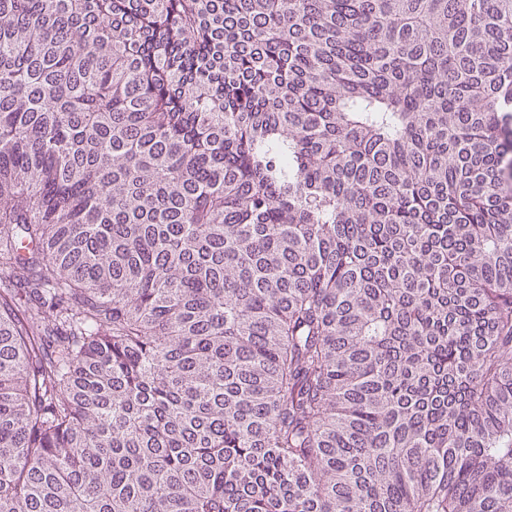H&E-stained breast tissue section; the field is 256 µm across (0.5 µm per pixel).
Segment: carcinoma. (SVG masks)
I'll return each mask as SVG.
<instances>
[{
    "label": "carcinoma",
    "mask_w": 512,
    "mask_h": 512,
    "mask_svg": "<svg viewBox=\"0 0 512 512\" xmlns=\"http://www.w3.org/2000/svg\"><path fill=\"white\" fill-rule=\"evenodd\" d=\"M0 512H512V0H0Z\"/></svg>",
    "instance_id": "carcinoma-1"
}]
</instances>
